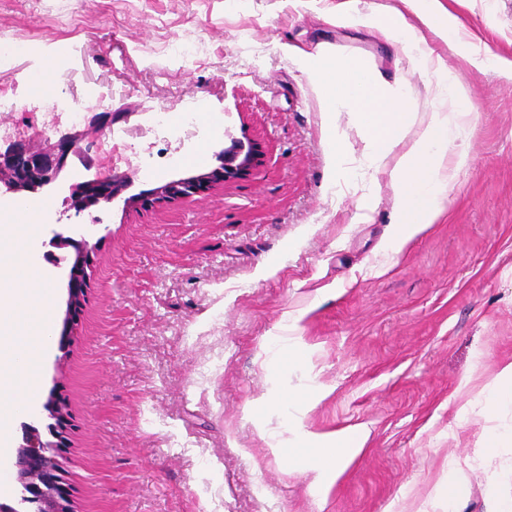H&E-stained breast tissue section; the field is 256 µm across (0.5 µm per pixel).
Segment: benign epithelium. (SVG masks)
<instances>
[{"label":"benign epithelium","instance_id":"benign-epithelium-1","mask_svg":"<svg viewBox=\"0 0 512 512\" xmlns=\"http://www.w3.org/2000/svg\"><path fill=\"white\" fill-rule=\"evenodd\" d=\"M96 142L86 132L63 135L49 150L35 147L29 141H15L5 151H0V170L11 174V180L0 185V192L10 195L32 192L55 183L74 158L91 166V152ZM218 165L203 174L172 179L151 190L123 196L129 188L128 181L116 174H98L89 180L96 188L93 199L84 202V213L102 204L120 199L124 207L153 202L172 201L207 192L213 186L229 181L242 180L252 174L260 163V152L251 142L234 140L231 146L216 153ZM49 250L43 253L46 262L60 265L67 256L60 249L73 250L76 269L68 274L67 310L65 322L73 321L74 313L85 297L88 257L91 247L85 238L76 239L56 233L50 239ZM22 443L14 459L15 483L13 494L0 497V512H73L71 500L62 487L59 459L53 443L42 439L41 432L32 423H23Z\"/></svg>","mask_w":512,"mask_h":512}]
</instances>
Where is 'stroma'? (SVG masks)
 <instances>
[{
    "mask_svg": "<svg viewBox=\"0 0 512 512\" xmlns=\"http://www.w3.org/2000/svg\"><path fill=\"white\" fill-rule=\"evenodd\" d=\"M465 43L512 59V0H443ZM400 0H0V30L39 49L0 69L18 111L50 112L96 86L116 128L152 138L145 97L224 133L202 165L93 168L38 192L42 241L81 235L90 288L63 324L68 267L53 269L67 352L41 362L39 395L58 389L71 422L62 449L76 512H495L512 499V447L479 454L484 429L512 427V405L469 411L512 358V75L428 42L476 110L469 163L444 214L398 254L388 248L397 156L366 161L348 111L329 115L317 69L356 58L415 101L412 141L435 105L433 72L415 66L378 20ZM203 39L186 65L171 42ZM44 69L51 96L28 74ZM263 152L250 177L169 203L81 215L71 183L129 173L131 193L213 169L230 137ZM341 150H334L333 141ZM292 361H285L286 352ZM307 391L311 403L288 405ZM280 403H271V396ZM351 427L364 452L328 488L272 444ZM461 466L454 507L434 487Z\"/></svg>",
    "mask_w": 512,
    "mask_h": 512,
    "instance_id": "1",
    "label": "stroma"
}]
</instances>
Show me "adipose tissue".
<instances>
[{
  "instance_id": "ef3b65f1",
  "label": "adipose tissue",
  "mask_w": 512,
  "mask_h": 512,
  "mask_svg": "<svg viewBox=\"0 0 512 512\" xmlns=\"http://www.w3.org/2000/svg\"><path fill=\"white\" fill-rule=\"evenodd\" d=\"M404 2L417 11L430 32L471 64L512 69V60L493 54L472 55L441 0ZM380 19L398 34L405 47L413 50L415 65L435 69L437 94L443 104L442 109L429 114L391 172L397 193L389 242L399 252L443 214L456 177L468 160L460 141L475 112L463 84L448 74L423 35L402 26L396 14L385 12ZM320 81L328 111L348 108L355 113L369 144L367 161L380 165L400 142L413 107L412 96L401 88L385 89L367 67L354 60L322 72ZM41 206L38 199L23 200L18 205L16 223L0 225V267L11 269L10 275L0 274V496L9 495L11 490L8 474L17 417L39 401L40 364L53 340L54 291L50 274L36 260L40 235L30 222ZM365 441V434L357 430L330 436L331 447L340 449L341 454L316 467V480L335 481L363 452Z\"/></svg>"
}]
</instances>
